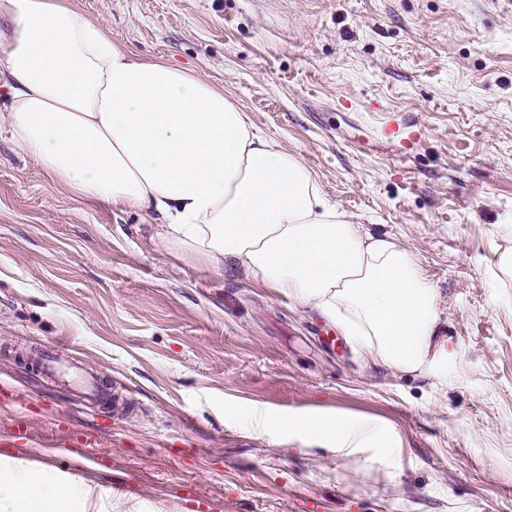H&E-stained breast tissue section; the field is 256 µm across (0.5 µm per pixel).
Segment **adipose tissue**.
<instances>
[{"instance_id": "1", "label": "adipose tissue", "mask_w": 512, "mask_h": 512, "mask_svg": "<svg viewBox=\"0 0 512 512\" xmlns=\"http://www.w3.org/2000/svg\"><path fill=\"white\" fill-rule=\"evenodd\" d=\"M15 143L78 196L146 209L163 245L316 309L388 366L426 367L436 294L408 245L329 205L306 165L194 71L138 56L67 0H0ZM341 452L394 438L333 415L285 422ZM82 476L0 456V512H101Z\"/></svg>"}]
</instances>
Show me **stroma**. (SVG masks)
Here are the masks:
<instances>
[{
  "label": "stroma",
  "mask_w": 512,
  "mask_h": 512,
  "mask_svg": "<svg viewBox=\"0 0 512 512\" xmlns=\"http://www.w3.org/2000/svg\"><path fill=\"white\" fill-rule=\"evenodd\" d=\"M71 4L130 51L223 87L329 204L408 244L437 334L417 371L348 339L328 350L332 322L164 248L149 211L77 197L1 122L0 382L30 431L0 455L80 473L121 512H512V5ZM388 116L417 140L382 142ZM35 350L101 374L116 402L81 401ZM317 412L384 424L397 446L346 456L242 424Z\"/></svg>",
  "instance_id": "stroma-1"
}]
</instances>
